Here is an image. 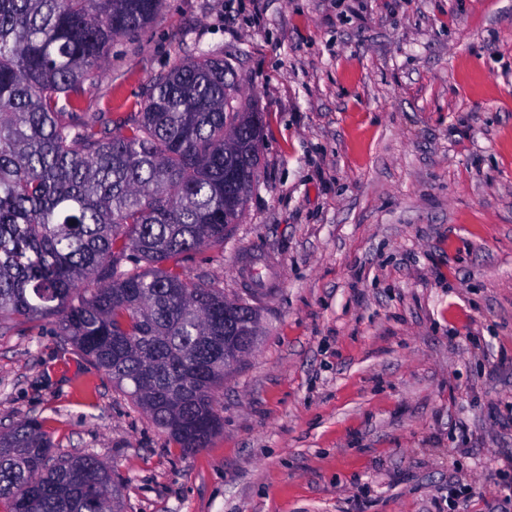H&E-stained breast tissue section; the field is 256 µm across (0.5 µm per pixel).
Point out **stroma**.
<instances>
[{"label":"stroma","mask_w":512,"mask_h":512,"mask_svg":"<svg viewBox=\"0 0 512 512\" xmlns=\"http://www.w3.org/2000/svg\"><path fill=\"white\" fill-rule=\"evenodd\" d=\"M212 49L264 124L240 222L182 264L260 289L221 430L182 453L52 324L8 319L0 431L34 418L98 457L123 512H490L512 484V0H162L82 108L125 118Z\"/></svg>","instance_id":"35a3bbf8"}]
</instances>
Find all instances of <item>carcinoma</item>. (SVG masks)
Masks as SVG:
<instances>
[{
    "label": "carcinoma",
    "instance_id": "carcinoma-1",
    "mask_svg": "<svg viewBox=\"0 0 512 512\" xmlns=\"http://www.w3.org/2000/svg\"><path fill=\"white\" fill-rule=\"evenodd\" d=\"M162 0H0V320H50L126 389L184 453L222 419L224 292L167 267L224 246L235 197L258 165L262 120L235 109L215 50L155 78L112 132L82 103L113 43ZM241 168L224 184V163ZM143 264L136 271L123 262ZM8 512H117L119 484L93 455L57 456L41 423L0 433Z\"/></svg>",
    "mask_w": 512,
    "mask_h": 512
}]
</instances>
